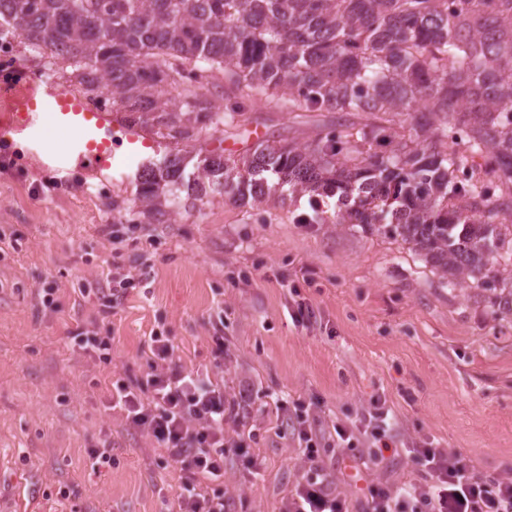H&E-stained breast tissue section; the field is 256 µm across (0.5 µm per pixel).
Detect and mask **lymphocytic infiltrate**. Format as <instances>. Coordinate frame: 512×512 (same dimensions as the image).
I'll list each match as a JSON object with an SVG mask.
<instances>
[{"instance_id": "lymphocytic-infiltrate-1", "label": "lymphocytic infiltrate", "mask_w": 512, "mask_h": 512, "mask_svg": "<svg viewBox=\"0 0 512 512\" xmlns=\"http://www.w3.org/2000/svg\"><path fill=\"white\" fill-rule=\"evenodd\" d=\"M148 352L145 388L115 381L109 403L123 411L129 429L149 436L178 466L179 512H228L224 453L232 448L244 455L248 449L242 434L226 433L224 425L245 419L248 394L228 398L223 384L185 369L169 339L151 337ZM278 410V432L296 430L307 468L279 512H350L347 497L324 474L319 451L355 448L362 465L383 462L396 449L388 409L366 412L352 429L335 420L326 428L313 426L283 404ZM410 454L423 468L421 479L368 486L363 512H512L511 478L481 479L466 458L445 448H414Z\"/></svg>"}]
</instances>
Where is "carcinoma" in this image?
<instances>
[{"mask_svg":"<svg viewBox=\"0 0 512 512\" xmlns=\"http://www.w3.org/2000/svg\"><path fill=\"white\" fill-rule=\"evenodd\" d=\"M2 27L88 93L106 78L113 108L177 142L197 122L240 128L247 100L340 114L302 148L259 143L245 178L221 155L143 170L137 199L155 220L210 192L264 203L268 173L336 198V224L383 225L450 288L498 281L512 312V0H0ZM196 69L234 102L165 96Z\"/></svg>","mask_w":512,"mask_h":512,"instance_id":"obj_1","label":"carcinoma"}]
</instances>
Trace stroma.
Returning <instances> with one entry per match:
<instances>
[{"label": "stroma", "instance_id": "35a3bbf8", "mask_svg": "<svg viewBox=\"0 0 512 512\" xmlns=\"http://www.w3.org/2000/svg\"><path fill=\"white\" fill-rule=\"evenodd\" d=\"M335 121L269 100L237 136L202 126L186 148L239 162L258 138L302 147ZM136 175L60 174L21 139L0 146V483L13 512H177V471L109 407L113 381L143 380L155 334L227 396L250 394L251 455L224 457L232 512H278L302 478L297 441L276 434L281 400L348 426L384 401L398 447L428 443L512 478V313L492 291L446 286L377 227L309 223L306 194L262 206L211 196L157 224ZM122 275L133 286L107 309L102 289ZM43 288L53 308L38 305ZM301 302L311 322L296 320ZM80 328L111 337L110 362L74 345ZM216 336L229 349L220 366ZM101 447L112 462L95 471ZM324 467L353 512L368 485L420 476L405 453L362 472L328 454Z\"/></svg>", "mask_w": 512, "mask_h": 512}]
</instances>
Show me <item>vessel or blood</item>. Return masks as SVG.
Here are the masks:
<instances>
[{
    "instance_id": "obj_1",
    "label": "vessel or blood",
    "mask_w": 512,
    "mask_h": 512,
    "mask_svg": "<svg viewBox=\"0 0 512 512\" xmlns=\"http://www.w3.org/2000/svg\"><path fill=\"white\" fill-rule=\"evenodd\" d=\"M47 115L67 135L63 148H53L43 133ZM0 137L26 140L33 158L60 170L76 161L85 163L95 177L138 160L149 144L141 131L124 127L111 114L32 77L14 84L0 101Z\"/></svg>"
}]
</instances>
